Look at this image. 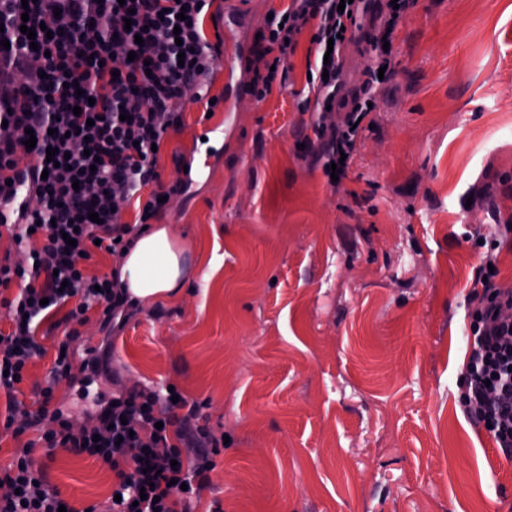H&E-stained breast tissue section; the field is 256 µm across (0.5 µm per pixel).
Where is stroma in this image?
<instances>
[{
	"mask_svg": "<svg viewBox=\"0 0 512 512\" xmlns=\"http://www.w3.org/2000/svg\"><path fill=\"white\" fill-rule=\"evenodd\" d=\"M288 3L225 0L206 36L250 44ZM308 47L263 101L219 74L229 108L185 109L160 170L191 154L202 174L157 221L186 284L121 327L90 312L78 345L99 365L56 404L83 425L121 386L199 402L229 443L192 512H512V456L459 403L475 268L512 224V0H416L336 187L297 147ZM34 457L77 512L111 497L100 460Z\"/></svg>",
	"mask_w": 512,
	"mask_h": 512,
	"instance_id": "35a3bbf8",
	"label": "stroma"
}]
</instances>
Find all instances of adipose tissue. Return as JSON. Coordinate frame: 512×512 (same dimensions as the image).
Returning <instances> with one entry per match:
<instances>
[{
    "label": "adipose tissue",
    "mask_w": 512,
    "mask_h": 512,
    "mask_svg": "<svg viewBox=\"0 0 512 512\" xmlns=\"http://www.w3.org/2000/svg\"><path fill=\"white\" fill-rule=\"evenodd\" d=\"M182 255L168 225L157 224L140 234L124 254L118 274L131 304L176 297L186 283Z\"/></svg>",
    "instance_id": "obj_1"
}]
</instances>
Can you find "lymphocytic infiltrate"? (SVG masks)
Here are the masks:
<instances>
[{"mask_svg": "<svg viewBox=\"0 0 512 512\" xmlns=\"http://www.w3.org/2000/svg\"><path fill=\"white\" fill-rule=\"evenodd\" d=\"M412 0H291L267 21L264 46L249 60V93L262 101L286 80L288 59L305 28H313L307 81L314 94L316 159L336 163L339 178L353 155L356 124L369 113L390 64L383 41L393 38L396 10ZM210 0H0V229L28 246L27 263L0 259V307L12 322L0 331V391L7 395L1 428L25 443L0 467V512H75L48 483L33 456L36 447L73 450L115 471L117 501L105 512H189L207 486L220 443L197 422L198 406L146 388L120 389L93 424L75 425L54 403L55 384L73 376L74 342L92 308L104 320L125 305L114 282L87 272L82 256L101 250L123 255L125 238L146 226L181 190L164 184L153 145L181 122L186 89L207 100L222 55L204 33ZM36 31L35 39L21 25ZM366 30L375 64L361 86L346 89L343 52ZM34 148H26L27 136ZM55 148L48 166L47 148ZM148 191L137 225L121 220L122 204ZM27 204L22 216L11 205ZM141 198V197H140ZM98 221H91L90 213ZM74 245H67L65 235ZM476 269L483 293L469 312L472 341L461 385L464 413L488 426L503 454H512V289L497 286L488 265ZM17 287L8 299L4 290ZM61 331L64 355L55 357L51 381L18 400L29 362L43 356L42 322Z\"/></svg>", "mask_w": 512, "mask_h": 512, "instance_id": "lymphocytic-infiltrate-1", "label": "lymphocytic infiltrate"}]
</instances>
